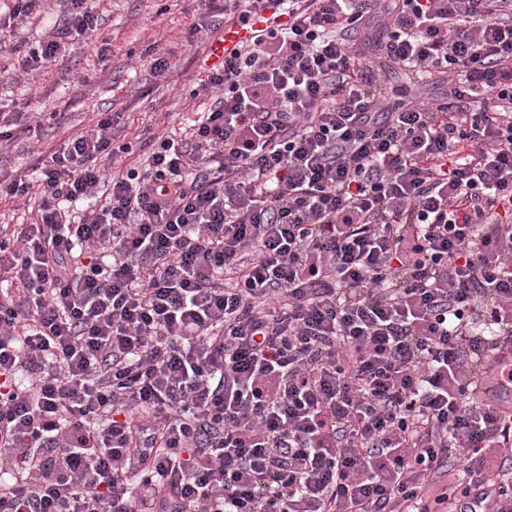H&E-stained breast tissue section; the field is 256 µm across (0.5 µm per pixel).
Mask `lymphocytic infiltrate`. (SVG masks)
Segmentation results:
<instances>
[{
	"label": "lymphocytic infiltrate",
	"mask_w": 512,
	"mask_h": 512,
	"mask_svg": "<svg viewBox=\"0 0 512 512\" xmlns=\"http://www.w3.org/2000/svg\"><path fill=\"white\" fill-rule=\"evenodd\" d=\"M41 2L0 15L26 72L98 33L58 0L18 52ZM201 2L281 22L183 138L124 169L101 112L0 173V512H512V0ZM42 16L33 14L23 26L22 29L17 30L18 42H25L26 46L34 45L36 41L45 37L48 29L54 26L55 21L58 19L59 6L57 0H45ZM33 215L28 212L24 199H0V225L1 224H27Z\"/></svg>",
	"instance_id": "obj_1"
}]
</instances>
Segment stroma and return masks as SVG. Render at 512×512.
<instances>
[{
    "label": "stroma",
    "instance_id": "35a3bbf8",
    "mask_svg": "<svg viewBox=\"0 0 512 512\" xmlns=\"http://www.w3.org/2000/svg\"><path fill=\"white\" fill-rule=\"evenodd\" d=\"M87 6L110 40L107 54H100L98 42L81 39L60 66L17 77L0 73V110L18 111L32 99L63 115L58 123L44 121L37 137L0 142V169L33 172L42 153L92 125L99 112L117 114L119 129L133 140L177 129L191 113L211 107V97L190 95L203 76L202 59L183 41L196 19L197 41L209 47L224 30L222 13L196 16L195 0H177L166 11L159 0H87ZM153 46L173 52L168 74L152 75L144 55Z\"/></svg>",
    "mask_w": 512,
    "mask_h": 512
}]
</instances>
